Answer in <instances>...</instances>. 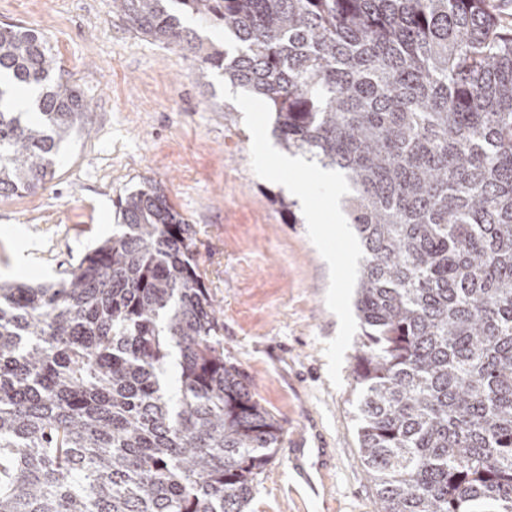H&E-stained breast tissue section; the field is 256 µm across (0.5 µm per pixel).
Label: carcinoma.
Here are the masks:
<instances>
[{
    "instance_id": "carcinoma-1",
    "label": "carcinoma",
    "mask_w": 512,
    "mask_h": 512,
    "mask_svg": "<svg viewBox=\"0 0 512 512\" xmlns=\"http://www.w3.org/2000/svg\"><path fill=\"white\" fill-rule=\"evenodd\" d=\"M113 0L134 32L264 100L346 176L365 257L359 455L380 512H512V25L500 0ZM18 83L37 92L16 112ZM90 108L0 24V196L32 193ZM59 281L0 282V512H244L280 428L224 360L191 225L159 183ZM185 25L194 29L199 36L204 40L213 41V42H225L226 48L230 49V51H234L237 44L236 42L227 34L224 37V30L218 26H208L205 24H201L197 19L183 15Z\"/></svg>"
}]
</instances>
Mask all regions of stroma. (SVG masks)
I'll return each mask as SVG.
<instances>
[{"mask_svg":"<svg viewBox=\"0 0 512 512\" xmlns=\"http://www.w3.org/2000/svg\"><path fill=\"white\" fill-rule=\"evenodd\" d=\"M0 21L46 37L92 127L44 187L0 196V279L58 281L111 237L119 196L162 184L195 233L224 356L281 428L248 512H379L358 453L354 349L341 386L328 378L324 345L339 328L328 265L281 212L288 190L252 171L240 108L196 80L188 52L127 30L112 0H0Z\"/></svg>","mask_w":512,"mask_h":512,"instance_id":"stroma-1","label":"stroma"}]
</instances>
